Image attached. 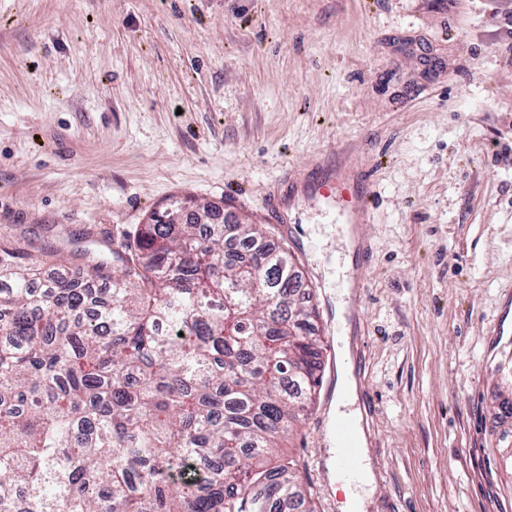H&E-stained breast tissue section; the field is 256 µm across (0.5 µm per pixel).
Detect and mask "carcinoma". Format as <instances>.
<instances>
[{
  "instance_id": "cac0c4a2",
  "label": "carcinoma",
  "mask_w": 512,
  "mask_h": 512,
  "mask_svg": "<svg viewBox=\"0 0 512 512\" xmlns=\"http://www.w3.org/2000/svg\"><path fill=\"white\" fill-rule=\"evenodd\" d=\"M175 201L112 241L0 243V512H316L275 451L316 398L317 308L257 224Z\"/></svg>"
}]
</instances>
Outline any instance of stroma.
<instances>
[{"instance_id":"1","label":"stroma","mask_w":512,"mask_h":512,"mask_svg":"<svg viewBox=\"0 0 512 512\" xmlns=\"http://www.w3.org/2000/svg\"><path fill=\"white\" fill-rule=\"evenodd\" d=\"M512 0H0V239L100 242L171 199L261 225L292 255L341 352L375 481L364 512H512ZM375 173L347 247L332 208L294 233L264 198L316 163ZM322 377L281 451L317 512H342Z\"/></svg>"}]
</instances>
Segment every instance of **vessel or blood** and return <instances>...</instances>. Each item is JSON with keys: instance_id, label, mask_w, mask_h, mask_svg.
<instances>
[{"instance_id": "vessel-or-blood-1", "label": "vessel or blood", "mask_w": 512, "mask_h": 512, "mask_svg": "<svg viewBox=\"0 0 512 512\" xmlns=\"http://www.w3.org/2000/svg\"><path fill=\"white\" fill-rule=\"evenodd\" d=\"M288 185L295 187L296 197L312 199L328 206H339L345 222L349 224L365 223L377 204V194L368 171L362 170L354 175L347 170L320 165L301 181L291 175L285 176L269 192L265 201L266 210L279 220L284 217L283 189ZM328 436L337 448L334 460L337 475L345 481L357 482L360 478L358 448L351 423L346 420L334 422L328 430Z\"/></svg>"}]
</instances>
